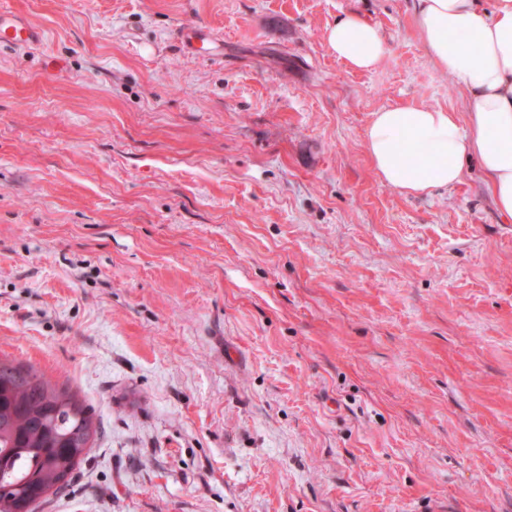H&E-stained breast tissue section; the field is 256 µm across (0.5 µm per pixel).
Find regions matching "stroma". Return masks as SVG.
Masks as SVG:
<instances>
[{
  "label": "stroma",
  "mask_w": 512,
  "mask_h": 512,
  "mask_svg": "<svg viewBox=\"0 0 512 512\" xmlns=\"http://www.w3.org/2000/svg\"><path fill=\"white\" fill-rule=\"evenodd\" d=\"M0 8L44 33L0 46V358L99 423L35 512H512V220L365 150L383 108L464 109L415 0ZM347 12L372 71L326 47ZM325 43L336 59L354 71L374 68L385 51L380 30L354 13L343 15L327 28ZM214 42L209 30L194 29L183 35V43L188 52L196 55H209L208 45Z\"/></svg>",
  "instance_id": "1"
}]
</instances>
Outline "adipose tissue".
Here are the masks:
<instances>
[{
    "mask_svg": "<svg viewBox=\"0 0 512 512\" xmlns=\"http://www.w3.org/2000/svg\"><path fill=\"white\" fill-rule=\"evenodd\" d=\"M416 30L429 59L463 91L465 114L392 106L375 112L365 148L384 184L407 196L452 188L469 163L484 174L503 218H512V0H416ZM331 54L354 71L376 66L380 30L348 13L328 27Z\"/></svg>",
    "mask_w": 512,
    "mask_h": 512,
    "instance_id": "obj_1",
    "label": "adipose tissue"
}]
</instances>
